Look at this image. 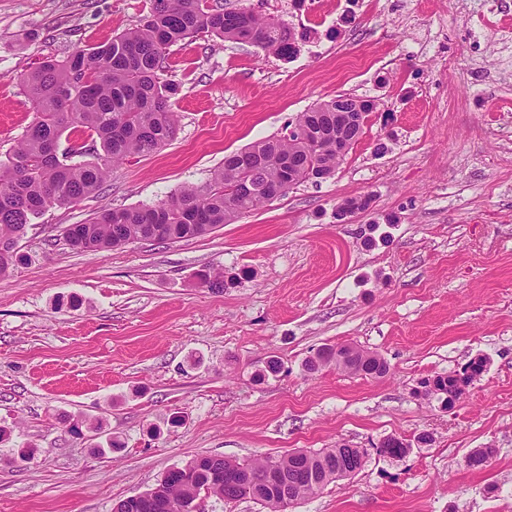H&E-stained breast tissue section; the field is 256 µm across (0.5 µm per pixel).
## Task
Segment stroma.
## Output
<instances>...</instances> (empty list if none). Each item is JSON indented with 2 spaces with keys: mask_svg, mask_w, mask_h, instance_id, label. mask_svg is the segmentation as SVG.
Masks as SVG:
<instances>
[{
  "mask_svg": "<svg viewBox=\"0 0 512 512\" xmlns=\"http://www.w3.org/2000/svg\"><path fill=\"white\" fill-rule=\"evenodd\" d=\"M477 2L323 0L308 23L283 0H213L284 23L297 52L206 33L172 46L174 139L29 227L25 262L0 277V512H112L196 457L342 444L367 449L364 468L293 512H512V0H487L481 41ZM150 8L0 0V160L34 118L22 77ZM340 94L379 109L332 177L197 238L67 244L68 225L205 185L225 154ZM361 197L369 208L337 221ZM336 344L389 373L306 369ZM271 356L281 372L258 378ZM478 356L486 370L454 408L416 397ZM389 436L409 442L402 459L377 454ZM488 445L490 467L465 465Z\"/></svg>",
  "mask_w": 512,
  "mask_h": 512,
  "instance_id": "obj_1",
  "label": "stroma"
}]
</instances>
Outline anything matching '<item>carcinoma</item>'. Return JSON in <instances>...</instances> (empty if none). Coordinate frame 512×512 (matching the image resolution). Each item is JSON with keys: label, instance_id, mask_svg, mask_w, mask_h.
Wrapping results in <instances>:
<instances>
[{"label": "carcinoma", "instance_id": "1", "mask_svg": "<svg viewBox=\"0 0 512 512\" xmlns=\"http://www.w3.org/2000/svg\"><path fill=\"white\" fill-rule=\"evenodd\" d=\"M201 33L250 42L283 58L296 52L290 28L271 17L247 9L224 12L209 0H152L142 25L110 41L77 48L65 58L47 57L24 76L34 120L12 154L0 163L4 168L0 173V276L26 260L23 255L13 257L12 245L34 218L49 208L69 206L95 193L108 175L109 164L154 153L173 138L176 112L170 102L172 87L160 80L159 72L171 46ZM317 108L321 119L311 127L309 137L321 139L320 162L331 177L340 164L335 142L329 137L336 128V111L357 109L366 118L378 110V103L344 94ZM63 138L71 142L66 153L59 151ZM249 148L257 152V159L246 177L248 186L236 187L241 176L230 153L204 187L185 186L154 206L106 209L88 222L71 225L66 241L71 249L83 252L112 249L120 238L155 236L166 240L176 236L183 240L203 236L199 225L228 224L269 202L268 187L284 179L282 161L289 158L298 169L310 163L309 154L292 133L255 142ZM331 365L342 368L331 347L306 363L311 372ZM485 367L486 360L477 357L461 371L470 368L481 374ZM348 372L380 378L388 374L389 365L380 356L368 357L358 360ZM459 372L439 373L420 385H433L429 397L446 408L458 397ZM407 451L403 440L395 436L386 437L377 448L379 455L390 459L401 458ZM494 453L493 448L473 449L468 454L471 468L491 466L488 458ZM366 457L365 449L346 444L306 451L299 460L287 455L242 461L199 457L171 469V482L164 485V493L179 506L176 512H195L194 499L204 491L220 500L226 498L224 487L210 484L214 471H244L257 479L250 499L269 512H280L263 484L269 468L291 471L299 466L303 477L295 496L305 500L336 481L338 459L351 460L359 471Z\"/></svg>", "mask_w": 512, "mask_h": 512}]
</instances>
